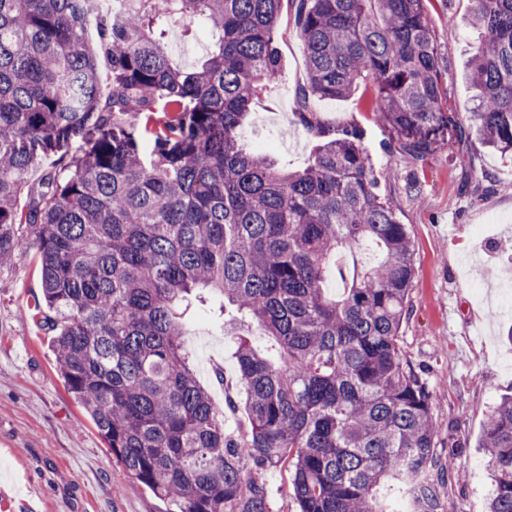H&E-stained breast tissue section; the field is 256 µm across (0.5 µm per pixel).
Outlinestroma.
<instances>
[{
    "instance_id": "35a3bbf8",
    "label": "stroma",
    "mask_w": 512,
    "mask_h": 512,
    "mask_svg": "<svg viewBox=\"0 0 512 512\" xmlns=\"http://www.w3.org/2000/svg\"><path fill=\"white\" fill-rule=\"evenodd\" d=\"M471 0H431L430 22L444 58L448 101L461 116L477 101L466 71L478 41ZM169 47L181 65L200 63L209 37L186 20L172 21ZM281 74L256 103L244 126L279 165L296 169L313 143L294 123L296 93L305 84V53L288 27L278 36ZM371 92L342 99L314 98L312 111L330 126L358 123L380 189L410 234L414 277L399 333L410 367L427 382L440 455L457 449L460 482L443 487L454 512H487L490 480L480 446L490 408L512 394V312L498 306L496 274L512 273V156L477 139H449L425 163L388 155L393 133L371 110ZM491 182L467 190L473 172ZM418 180V193L407 192ZM36 249L0 268V512H169L171 505L131 476L112 455L56 370L52 335L27 316L41 295ZM215 293L202 292L188 312L184 348L199 382L224 411V430H249L238 381L237 336L247 326L223 311ZM223 381H216V370Z\"/></svg>"
}]
</instances>
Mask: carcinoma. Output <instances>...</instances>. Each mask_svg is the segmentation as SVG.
Masks as SVG:
<instances>
[{"instance_id":"1","label":"carcinoma","mask_w":512,"mask_h":512,"mask_svg":"<svg viewBox=\"0 0 512 512\" xmlns=\"http://www.w3.org/2000/svg\"><path fill=\"white\" fill-rule=\"evenodd\" d=\"M93 2L0 0V262L37 249L42 297L27 315L53 333L58 373L112 455L173 512H269L255 474L283 462L299 512H409L414 483L427 512H447L439 487L461 463L437 454L427 384L398 343L407 225L361 130L338 133L306 103L366 81L397 135L389 153L425 161L451 130L511 154L512 0H472L478 104L466 123L443 87L430 0H289L307 73L294 121L319 140L295 171L236 139L280 75L284 0H124L120 21L100 14L95 43ZM173 16L211 33L194 69L165 45ZM78 135L83 155L28 183ZM364 240L379 258L328 297L329 259ZM199 288L276 346L272 360L239 337L242 440L224 433L183 348L184 303ZM481 446L488 512H512V396L487 415Z\"/></svg>"}]
</instances>
